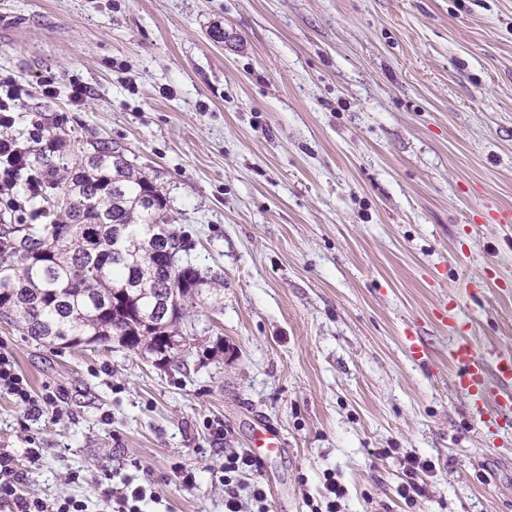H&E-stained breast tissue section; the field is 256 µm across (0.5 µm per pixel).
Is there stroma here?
<instances>
[{"label":"stroma","mask_w":512,"mask_h":512,"mask_svg":"<svg viewBox=\"0 0 512 512\" xmlns=\"http://www.w3.org/2000/svg\"><path fill=\"white\" fill-rule=\"evenodd\" d=\"M1 74L19 141L126 148L204 278L170 361L0 318L43 398L0 392L19 495L112 512L131 475L143 512H224V452L262 421L286 442L271 512H309L329 473L341 512H512V430L471 420L434 316L512 351V0H0ZM407 454L436 465L413 501Z\"/></svg>","instance_id":"stroma-1"}]
</instances>
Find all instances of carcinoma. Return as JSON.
<instances>
[{
	"mask_svg": "<svg viewBox=\"0 0 512 512\" xmlns=\"http://www.w3.org/2000/svg\"><path fill=\"white\" fill-rule=\"evenodd\" d=\"M79 152L83 165L32 151L54 219L0 224V315L63 349L116 342L170 359V340L203 284L192 242L124 148L100 140ZM63 178L68 202L57 211L51 189Z\"/></svg>",
	"mask_w": 512,
	"mask_h": 512,
	"instance_id": "carcinoma-1",
	"label": "carcinoma"
}]
</instances>
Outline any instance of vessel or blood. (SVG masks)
<instances>
[{
    "mask_svg": "<svg viewBox=\"0 0 512 512\" xmlns=\"http://www.w3.org/2000/svg\"><path fill=\"white\" fill-rule=\"evenodd\" d=\"M453 382L465 393L470 417L482 430L495 433L512 428V353L479 348L464 336L451 350ZM496 387H489V378Z\"/></svg>",
    "mask_w": 512,
    "mask_h": 512,
    "instance_id": "obj_1",
    "label": "vessel or blood"
}]
</instances>
